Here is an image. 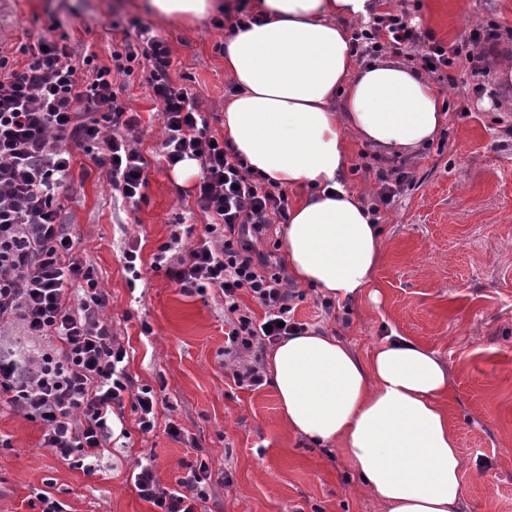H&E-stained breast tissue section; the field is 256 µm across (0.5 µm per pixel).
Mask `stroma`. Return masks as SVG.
<instances>
[{
	"label": "stroma",
	"mask_w": 512,
	"mask_h": 512,
	"mask_svg": "<svg viewBox=\"0 0 512 512\" xmlns=\"http://www.w3.org/2000/svg\"><path fill=\"white\" fill-rule=\"evenodd\" d=\"M414 24L452 43L481 22L512 40V0H411ZM138 19L171 50L172 81L187 88L210 134H224V31L203 19L188 27L142 10L138 0H5L0 55L11 67L29 63L21 45L46 36L50 23L68 34L74 59L111 65L123 50L124 27ZM147 61L113 74L120 101L138 112L139 149L148 185L138 205L113 190L90 155L74 149L71 177L57 194L59 220L76 238L77 258L94 266L106 295L103 318L129 353L136 385L165 387L153 432L141 433L125 409L127 436L103 449L88 475L42 448L43 427L24 412L0 408V512H35L46 493L69 512H155L130 482L139 457L172 486L185 462L206 460L215 483L205 512H381L360 493L339 448H315L285 428L270 384L241 386L235 369L265 366L267 352L226 355L224 301L218 289L186 294L164 271L150 268L157 249L181 225L187 244L211 221L195 204L192 183H178L162 152L163 115L146 82ZM483 92H438L450 105L448 124L419 151L387 158L373 146L348 144L352 191L372 196L374 168L404 166L413 184L381 219L385 258L376 272L378 299L340 301L333 315L322 294L303 288L295 317L366 353L396 328L427 344L447 365L455 386L453 412L466 476L463 512H512V93L493 73ZM372 172H365L364 164ZM138 250L142 279L129 286L124 254ZM181 431L172 437L167 423Z\"/></svg>",
	"instance_id": "obj_1"
}]
</instances>
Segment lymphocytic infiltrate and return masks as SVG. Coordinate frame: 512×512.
<instances>
[{
  "instance_id": "obj_1",
  "label": "lymphocytic infiltrate",
  "mask_w": 512,
  "mask_h": 512,
  "mask_svg": "<svg viewBox=\"0 0 512 512\" xmlns=\"http://www.w3.org/2000/svg\"><path fill=\"white\" fill-rule=\"evenodd\" d=\"M498 38L497 27L478 24L466 39L431 42L404 8L358 27L352 46L363 58L403 55L452 89L458 86L457 70L468 71L478 93L486 65L477 47ZM21 51L33 61L18 69L0 56V404L40 421L43 447L91 474L101 449L113 440V418L132 407L140 431L148 434L158 406L151 386L135 385L126 348L99 318L105 296L93 268L74 256L55 199L71 173L69 141L107 168L124 199L143 198L146 161L128 137L139 120L120 105L113 73L128 74L133 63L149 62L147 83L164 117L165 159L171 166L187 158L198 161L196 204L214 217L196 244L183 245L180 234L172 233L151 266L164 270L184 292L219 289L235 350L261 349L308 328L295 317L297 293L289 289L281 265L254 247L256 239L269 235L275 218L286 216L289 200L277 183L252 172L228 141L209 134L192 97L170 77L167 43L150 27L136 25L124 53L114 54L108 66L90 56L73 62L63 36L42 38ZM375 175L370 211L378 217L408 189L410 176L401 166L377 168ZM75 282L82 286L77 298L69 291ZM243 290L264 308L263 319L242 307ZM18 328L34 338L55 339L59 353L13 349ZM130 481L158 512H199L212 489L203 461L168 488L160 484L153 458L143 457L135 461Z\"/></svg>"
}]
</instances>
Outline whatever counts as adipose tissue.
<instances>
[{
	"label": "adipose tissue",
	"instance_id": "1",
	"mask_svg": "<svg viewBox=\"0 0 512 512\" xmlns=\"http://www.w3.org/2000/svg\"><path fill=\"white\" fill-rule=\"evenodd\" d=\"M153 13L191 22L230 0H147ZM257 24L224 35V137L251 171L305 194L288 210L279 244L291 278L339 300L377 295L382 229L348 190V140L390 154L422 149L447 107L415 68L363 63L346 21L378 0H251ZM267 380L292 434L343 449L359 487L384 512H461L465 479L447 364L391 330L365 355L314 330L281 341Z\"/></svg>",
	"mask_w": 512,
	"mask_h": 512
}]
</instances>
